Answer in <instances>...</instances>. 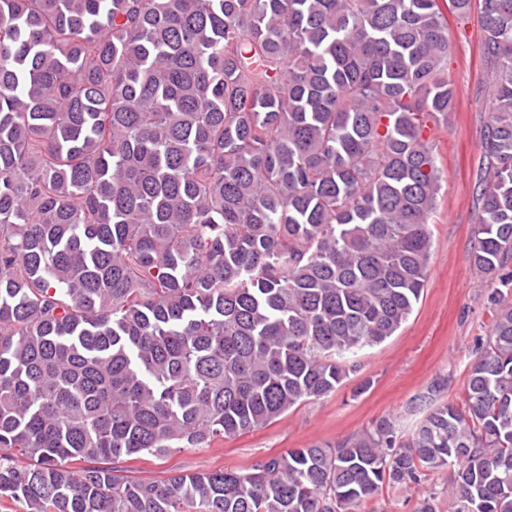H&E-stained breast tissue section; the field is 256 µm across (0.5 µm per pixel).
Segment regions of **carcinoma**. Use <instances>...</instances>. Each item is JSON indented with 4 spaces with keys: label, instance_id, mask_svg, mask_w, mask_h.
<instances>
[{
    "label": "carcinoma",
    "instance_id": "obj_1",
    "mask_svg": "<svg viewBox=\"0 0 512 512\" xmlns=\"http://www.w3.org/2000/svg\"><path fill=\"white\" fill-rule=\"evenodd\" d=\"M476 271L496 306L464 403L244 471L209 448L336 391L423 291L449 4L0 0V499L25 512H512V0H481ZM443 475L441 489L432 488ZM416 494L402 490L384 491L369 504L367 509L375 512H413Z\"/></svg>",
    "mask_w": 512,
    "mask_h": 512
}]
</instances>
